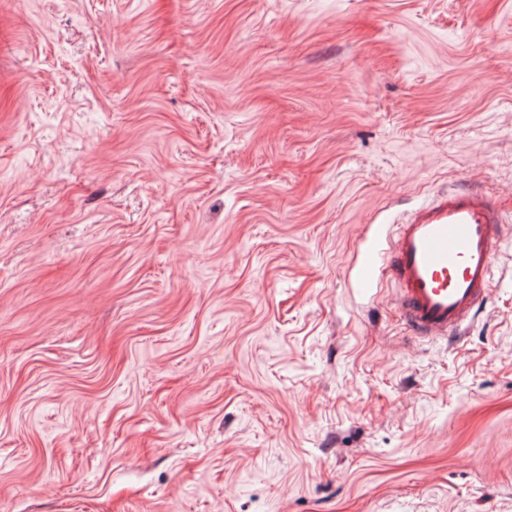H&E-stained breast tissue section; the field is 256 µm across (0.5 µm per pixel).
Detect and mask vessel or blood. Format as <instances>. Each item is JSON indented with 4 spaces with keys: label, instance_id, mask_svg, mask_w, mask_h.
<instances>
[{
    "label": "vessel or blood",
    "instance_id": "vessel-or-blood-1",
    "mask_svg": "<svg viewBox=\"0 0 512 512\" xmlns=\"http://www.w3.org/2000/svg\"><path fill=\"white\" fill-rule=\"evenodd\" d=\"M502 224L493 198L468 189L439 194L401 224L391 278L399 316L418 338L452 337L487 300Z\"/></svg>",
    "mask_w": 512,
    "mask_h": 512
}]
</instances>
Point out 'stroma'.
<instances>
[{"mask_svg":"<svg viewBox=\"0 0 512 512\" xmlns=\"http://www.w3.org/2000/svg\"><path fill=\"white\" fill-rule=\"evenodd\" d=\"M450 188L504 234L423 342ZM0 512H512V0H0ZM493 198L448 190L403 224L390 252L400 319L420 339H447L487 300L502 234Z\"/></svg>","mask_w":512,"mask_h":512,"instance_id":"1","label":"stroma"}]
</instances>
